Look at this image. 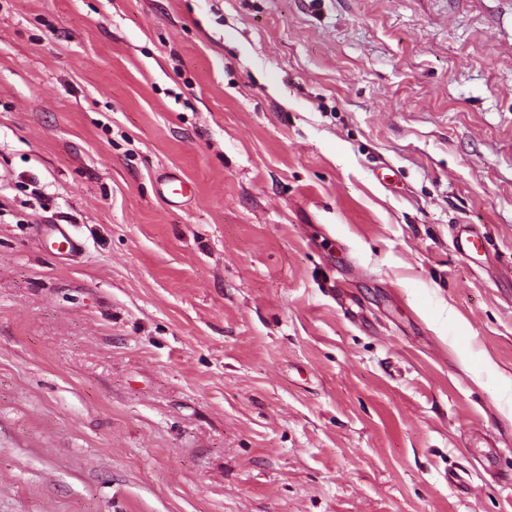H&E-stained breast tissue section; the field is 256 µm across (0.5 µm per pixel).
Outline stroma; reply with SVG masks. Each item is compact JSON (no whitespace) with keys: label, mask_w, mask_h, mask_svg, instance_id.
Returning <instances> with one entry per match:
<instances>
[{"label":"stroma","mask_w":512,"mask_h":512,"mask_svg":"<svg viewBox=\"0 0 512 512\" xmlns=\"http://www.w3.org/2000/svg\"><path fill=\"white\" fill-rule=\"evenodd\" d=\"M0 512H512V0H0ZM45 237L52 242L58 244V250L61 245L69 253H76L82 249V243L74 237L71 232V225L68 224H48L44 230ZM453 236L454 249L462 254L477 251L483 245L481 235L472 224H458Z\"/></svg>","instance_id":"stroma-1"}]
</instances>
